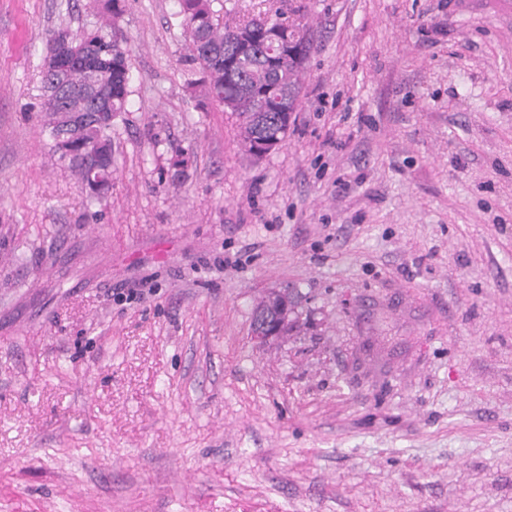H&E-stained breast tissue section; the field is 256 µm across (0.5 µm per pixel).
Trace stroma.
Masks as SVG:
<instances>
[{"mask_svg":"<svg viewBox=\"0 0 512 512\" xmlns=\"http://www.w3.org/2000/svg\"><path fill=\"white\" fill-rule=\"evenodd\" d=\"M234 2L308 30L286 140L244 155L174 0H124L93 200L39 72L106 0H0V512H512V11ZM288 306L282 312L275 315L273 319L267 321L257 327L253 333L254 340L260 344H266L270 340L277 339L284 326L288 324Z\"/></svg>","mask_w":512,"mask_h":512,"instance_id":"stroma-1","label":"stroma"}]
</instances>
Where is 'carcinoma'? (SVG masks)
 <instances>
[{
  "label": "carcinoma",
  "mask_w": 512,
  "mask_h": 512,
  "mask_svg": "<svg viewBox=\"0 0 512 512\" xmlns=\"http://www.w3.org/2000/svg\"><path fill=\"white\" fill-rule=\"evenodd\" d=\"M178 15L188 35L185 62L202 75L205 95L224 106V111L237 116L239 136L244 150L252 155L259 144H280L287 137L289 113L296 111L303 67L290 60L271 71L266 62L280 48L274 37L278 31L298 44H311L306 30L289 22L283 11L271 16H257L233 25H220L215 20L210 0H177ZM107 16L93 32L71 36L77 53L102 59L99 69L88 72L81 67L70 70L67 83L74 88L69 96L57 99L47 93L53 76L41 72L40 83L46 113V128L55 143L59 159L68 162L90 196L99 199L112 190V124L99 125L90 113L93 99L85 89L98 84L111 86L109 111L116 116L127 108L129 66L119 26L122 9L119 0H107ZM243 28L251 33V44L244 58L236 60L237 49L230 46V31ZM84 114L85 121L72 130L71 144L65 139V117ZM81 147L98 154L101 171L91 170L76 155Z\"/></svg>",
  "instance_id": "carcinoma-1"
}]
</instances>
